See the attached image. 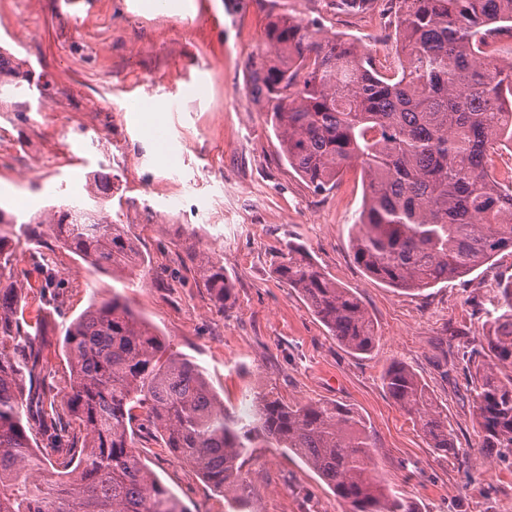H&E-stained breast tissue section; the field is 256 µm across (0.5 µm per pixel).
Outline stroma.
<instances>
[{
    "mask_svg": "<svg viewBox=\"0 0 512 512\" xmlns=\"http://www.w3.org/2000/svg\"><path fill=\"white\" fill-rule=\"evenodd\" d=\"M279 7L320 18L338 37L396 47L388 0H374L367 28L325 0H279ZM269 14L260 0H186L172 13L149 11L142 0H0V47L38 85L25 112L0 96V208L33 214L85 195L93 173L111 174L112 219L149 260L119 278L48 236L20 234L12 275L25 286L26 315L50 309L44 384L59 397L69 386L62 324L117 293L205 370L229 411L247 413L250 394L270 387L288 402L353 407L370 427L384 477L420 512H512V466L490 463L479 449L467 370L486 292L512 275V254L411 294L368 276L351 246L363 205L360 168L332 191L312 193L281 157L253 98L249 69ZM135 102L140 111H132ZM291 241L368 309L379 336L370 354L341 347L277 279ZM191 245L223 262L233 284L225 308L200 284L186 254ZM43 264L61 282L50 305ZM394 361L410 366L447 413L458 455L434 454L389 398L382 373ZM136 444L188 512H224L223 494L160 440L142 432ZM243 476L253 512H343L301 459L279 449H252Z\"/></svg>",
    "mask_w": 512,
    "mask_h": 512,
    "instance_id": "35a3bbf8",
    "label": "stroma"
}]
</instances>
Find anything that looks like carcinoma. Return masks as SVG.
Wrapping results in <instances>:
<instances>
[{
  "mask_svg": "<svg viewBox=\"0 0 512 512\" xmlns=\"http://www.w3.org/2000/svg\"><path fill=\"white\" fill-rule=\"evenodd\" d=\"M338 13L373 0H329ZM404 57L386 68L375 49L338 41L316 18L274 15L252 70L254 99L271 107L282 156L315 193L348 168L364 172L362 210L352 225L355 261L409 293L462 278L512 251V177L493 154L512 149V55L497 36L512 32V0H388ZM20 71L0 51V94ZM88 200L53 205L22 222L0 210V512H186L135 447L154 433L224 493V512H252L241 493L249 449L300 457L344 512H418L379 471L367 421L328 401L290 403L254 393L245 416L224 407L206 374L166 346L122 297L94 301L64 329L71 384L64 424L55 398L33 389L48 323L27 327L23 288L7 273L10 228L48 231L94 268L123 275L145 263L105 202L112 176L97 173ZM215 306L232 296L224 264L189 247ZM338 344L366 355L379 340L368 310L331 279L301 244L288 243L276 268ZM480 348L469 354L480 448L512 460V276L489 290ZM387 394L438 454L454 450L448 415L400 361L383 374Z\"/></svg>",
  "mask_w": 512,
  "mask_h": 512,
  "instance_id": "1",
  "label": "carcinoma"
}]
</instances>
